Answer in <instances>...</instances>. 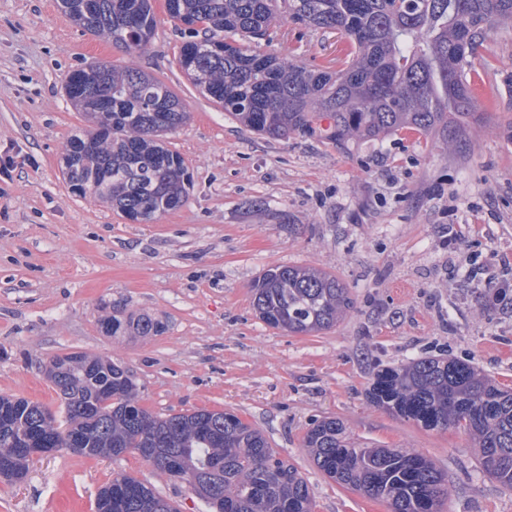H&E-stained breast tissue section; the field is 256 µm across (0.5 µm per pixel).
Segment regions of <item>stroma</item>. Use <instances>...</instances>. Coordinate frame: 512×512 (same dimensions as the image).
I'll return each mask as SVG.
<instances>
[{"mask_svg":"<svg viewBox=\"0 0 512 512\" xmlns=\"http://www.w3.org/2000/svg\"><path fill=\"white\" fill-rule=\"evenodd\" d=\"M157 26L133 54L81 32L57 0H0V395L63 407L42 367L108 356L132 371L155 414L229 410L263 432L306 478L314 512H388L324 477L302 446L312 420L340 418L364 444L413 448L448 476L442 512H512L468 437L426 430L371 406L377 365L445 354L512 388V305L480 308L512 284V139L496 111L512 101V26L472 63L483 78L465 139L401 133L337 150L315 136L273 139L224 112L181 71L186 36L153 0ZM269 51L313 67L341 61L344 39L290 22ZM91 61L130 64L165 82L190 114L170 132L193 186L178 209L131 224L69 189L60 157L87 123L66 76ZM277 265L313 266L349 288L332 329L294 336L265 325L251 286ZM163 320L157 336H108L107 306ZM126 474L180 512H207L187 483L135 453L38 455L24 479L0 478V512H95Z\"/></svg>","mask_w":512,"mask_h":512,"instance_id":"stroma-1","label":"stroma"}]
</instances>
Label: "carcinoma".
Returning <instances> with one entry per match:
<instances>
[{
	"label": "carcinoma",
	"mask_w": 512,
	"mask_h": 512,
	"mask_svg": "<svg viewBox=\"0 0 512 512\" xmlns=\"http://www.w3.org/2000/svg\"><path fill=\"white\" fill-rule=\"evenodd\" d=\"M98 2L89 15L83 0L58 5L82 30L127 52L146 49L156 28L151 0ZM165 10L174 21L184 15L204 27L206 35H191L182 50L191 80L214 103L261 135H317L338 149L403 131L461 141L476 109L471 58L495 27L512 24V0H165ZM283 20L344 37L341 66L309 68L263 50ZM101 68L110 96L88 116L99 132L95 149L83 152V136L71 137L63 176L80 186L79 195L149 223L189 196V169L163 141L189 113L158 78L104 62L89 64L82 91L71 98L80 111L88 112L87 95H97ZM251 292L263 323L296 336L331 329L354 307L336 275L311 267L270 268ZM101 328L107 336H157L164 324L114 309ZM45 375L61 397L67 430L41 403L0 395V476L26 474L29 457L8 445L23 433L49 452L80 448L85 456L117 458L150 449L157 470L195 478L192 491L209 512H313L299 468L234 412L153 414L138 404L129 369L108 356H56ZM366 398L426 430L464 432L482 472L512 493V389L439 355L377 369ZM303 447L325 477L386 503L388 512H441L448 498L446 475L425 455L357 443L336 417L310 423ZM96 508L179 512L128 475L99 490Z\"/></svg>",
	"instance_id": "1"
}]
</instances>
